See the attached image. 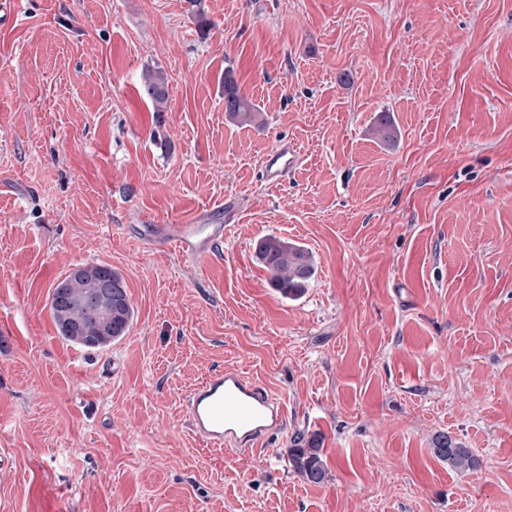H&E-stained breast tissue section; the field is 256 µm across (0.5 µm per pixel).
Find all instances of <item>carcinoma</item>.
<instances>
[{
  "label": "carcinoma",
  "mask_w": 512,
  "mask_h": 512,
  "mask_svg": "<svg viewBox=\"0 0 512 512\" xmlns=\"http://www.w3.org/2000/svg\"><path fill=\"white\" fill-rule=\"evenodd\" d=\"M142 91L150 100L153 111L160 114L167 110L168 81L164 70L158 66L145 68ZM224 110L229 120L241 125L255 121L258 113V107L240 92L231 76L224 77ZM255 253L269 271L272 287L285 297L299 296L314 275V261L309 251L275 235L259 238ZM108 283L112 284L110 297L105 294ZM108 307L112 308V322L106 326L102 312ZM50 310L58 336L63 341L83 347L93 342L99 348L125 336L134 315L123 276L103 264L76 268L57 283L51 294ZM432 452L460 472L479 466L472 450L446 433L436 436ZM288 462L308 483L321 484L327 479L323 449L313 438L294 437L288 449Z\"/></svg>",
  "instance_id": "1"
}]
</instances>
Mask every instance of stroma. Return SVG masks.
<instances>
[{
  "mask_svg": "<svg viewBox=\"0 0 512 512\" xmlns=\"http://www.w3.org/2000/svg\"><path fill=\"white\" fill-rule=\"evenodd\" d=\"M204 10L202 32L186 0H18L0 27V512H512V0ZM228 73L258 122L228 120ZM285 140L303 163L267 186ZM228 194L239 217L198 267L125 232ZM267 234L314 257L298 298L255 256ZM81 264L121 273L134 308L103 349L51 316ZM233 367L288 408L250 456L183 409ZM441 432L479 468L437 459ZM299 433L323 484L288 463ZM142 91L150 100L153 112H166L168 103V81L160 67H147L142 75ZM302 161L303 155L296 144L279 142L261 162L264 182L270 187L281 185L297 171ZM315 439H306L305 435L294 437L288 450V462L293 471L304 481L321 484L327 479V467L323 460V448H319Z\"/></svg>",
  "mask_w": 512,
  "mask_h": 512,
  "instance_id": "1",
  "label": "stroma"
}]
</instances>
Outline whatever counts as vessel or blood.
<instances>
[{
    "instance_id": "obj_1",
    "label": "vessel or blood",
    "mask_w": 512,
    "mask_h": 512,
    "mask_svg": "<svg viewBox=\"0 0 512 512\" xmlns=\"http://www.w3.org/2000/svg\"><path fill=\"white\" fill-rule=\"evenodd\" d=\"M303 161L296 144H277L264 156V182L281 185ZM145 238L158 246H175L185 264L209 260L224 242V227L192 217L183 224H152ZM187 422L196 437L210 447L227 452L253 453L276 433L288 417L285 403L245 369L217 371L193 388L184 398Z\"/></svg>"
}]
</instances>
